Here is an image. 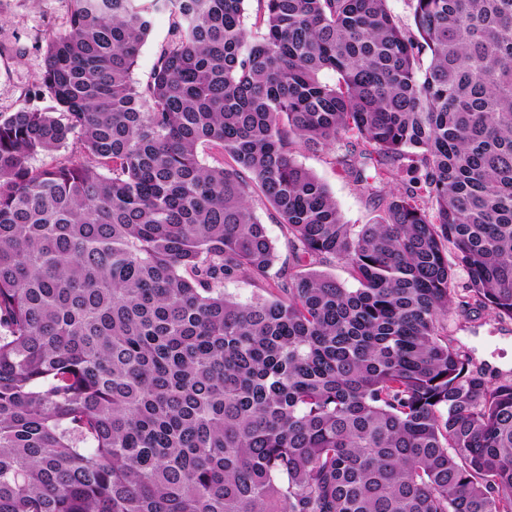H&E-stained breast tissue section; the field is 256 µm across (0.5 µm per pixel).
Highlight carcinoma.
I'll use <instances>...</instances> for the list:
<instances>
[{
    "mask_svg": "<svg viewBox=\"0 0 512 512\" xmlns=\"http://www.w3.org/2000/svg\"><path fill=\"white\" fill-rule=\"evenodd\" d=\"M69 2L0 113V512H512V381L442 327L512 321V0ZM169 35V17L167 13L155 14L151 33L141 47L133 70L135 81L144 84L149 79L159 50ZM296 160L313 171L329 188L347 224H369L377 212L367 193L329 163V157L304 150L295 153ZM257 214L265 225L267 235L276 246L278 260L276 261L272 272L283 266L288 267V264L292 262V258L288 251V245L285 240L281 224L275 223V221L270 217L269 211H267L263 206H257Z\"/></svg>",
    "mask_w": 512,
    "mask_h": 512,
    "instance_id": "obj_1",
    "label": "carcinoma"
}]
</instances>
